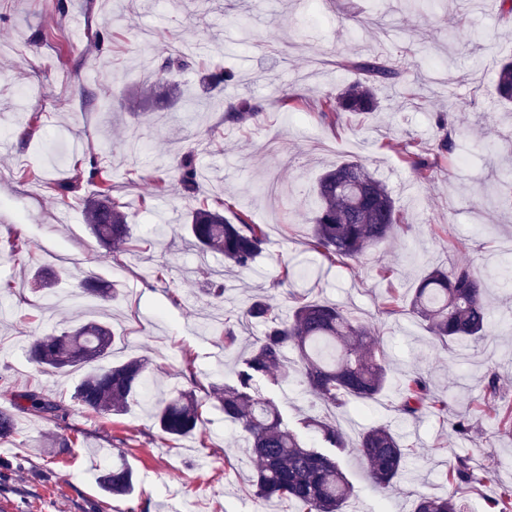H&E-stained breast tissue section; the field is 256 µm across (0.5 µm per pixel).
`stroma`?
<instances>
[{
	"mask_svg": "<svg viewBox=\"0 0 512 512\" xmlns=\"http://www.w3.org/2000/svg\"><path fill=\"white\" fill-rule=\"evenodd\" d=\"M0 0V235L18 232L31 247L0 262V373L17 391L37 390L67 405L56 421L20 417L15 435L0 442V504L9 512H292L280 503L260 506L247 478L256 467L240 429L217 402L206 407L201 432L167 438L139 401L125 414L103 417L73 405L84 376L78 368L57 374L28 358L34 337L68 327L73 319L109 322L116 334L113 360L147 359L158 390L187 388L191 378L231 383L236 355L208 328L237 313L243 291L270 287L284 263L303 262L312 279L273 289L346 306L375 330L391 363L392 381L424 375L448 401L447 416L432 413L401 422L394 395L350 403L337 417L349 433L387 424L413 446L405 475L392 487L375 486L355 454L342 463L355 487L347 512H412L419 493L447 492L443 475L466 456L481 475L464 491L466 512L512 490V433H504L485 378L496 373L500 404L512 406V113L494 90L495 62L512 57V23L483 0ZM249 21L248 28L233 17ZM109 22L110 44L92 34ZM53 32L52 40L39 33ZM195 49V64L175 74L182 99L166 106L167 87L153 73L173 49ZM392 56L412 61L407 81L430 84L425 98L407 101L401 89L378 90L380 112L337 127L322 124L315 102L351 80L346 61ZM229 66L239 80L209 81ZM299 93L308 104L285 114L283 96ZM269 100L262 120L243 127L224 121V107L241 97ZM39 128L25 135L30 113ZM456 119L454 154L438 160L431 176L416 179L403 161L409 143L431 141L439 113ZM222 132L209 141L206 132ZM100 151L126 202L141 252L108 250L90 234L77 198L45 194L18 182L23 167L44 178L70 177L76 163ZM193 152L200 193L223 203L225 217L248 212L266 225L268 242L254 271L241 274L224 301L205 291L199 265L224 267V257L197 251L175 236L188 208L181 187L156 192L153 178L175 158ZM357 160L389 188L406 227L393 242L360 261L332 263L309 252L313 186L326 166ZM451 262L479 269L491 288L493 333L483 342L448 349L407 315H389L387 296L406 295L431 266ZM43 269L66 301L54 307L32 292L28 272ZM94 276L114 286L103 298L82 293ZM469 418L468 435L447 419ZM120 449L138 485L125 498L101 491L94 468ZM208 455L212 467L189 468Z\"/></svg>",
	"mask_w": 512,
	"mask_h": 512,
	"instance_id": "stroma-1",
	"label": "stroma"
}]
</instances>
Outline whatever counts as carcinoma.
<instances>
[{
    "label": "carcinoma",
    "mask_w": 512,
    "mask_h": 512,
    "mask_svg": "<svg viewBox=\"0 0 512 512\" xmlns=\"http://www.w3.org/2000/svg\"><path fill=\"white\" fill-rule=\"evenodd\" d=\"M193 59L183 52L167 54L155 71L161 80L174 70L188 67ZM346 68L357 78L336 86L318 100L321 122L338 125L345 114L370 115L378 109L376 87L393 86L404 73L402 66L389 59L351 61ZM496 94L503 103H512V61L497 66ZM265 100L243 97L227 106V120L244 125L265 112ZM453 127L438 121L435 146L412 152L405 161L415 176L426 179L433 159L455 150ZM177 181L186 198L195 197L198 169L194 155L183 154L177 165ZM87 182L94 192L80 199L89 229L105 247L121 249L132 240V228L125 206L113 196L112 176L96 155L88 165L74 170L63 182L47 181L46 192L57 198L78 193ZM403 226V216L382 181L356 160H346L321 174L311 217V248L329 260L356 261L389 240ZM190 244L202 254L224 255L227 270L209 272L208 293L222 298L233 285L227 273L251 269L267 243L265 225L256 224L241 212L235 221L206 201L190 207L186 214ZM291 313L282 317L278 307L263 294H253L241 303L237 321L224 319V348L237 346V328L256 321L265 325L264 336L241 356L236 383L209 388L196 379L191 387L168 399L151 393L152 373L141 357L114 364V332L101 322H88L35 338L30 359L39 367L65 371L93 363L103 367L89 372L75 387L73 400L84 409L100 415H119L139 396L153 411L160 431L181 437L200 431L205 425L203 407L214 398L224 410V419L246 434L248 447L257 461L250 482L255 499L261 503L291 502L299 512H344L354 494V485L342 471L339 453L357 450L367 467L369 479L387 487L402 476L411 448L401 434L388 425L372 426L352 438L336 411L348 403L375 401L385 390L389 361L377 348L371 328L353 312L306 294L290 295ZM388 313H402L423 323L443 346H466L484 339L491 327L488 288L479 271L466 264L435 266L428 270L404 303L392 304ZM297 355L288 361V350ZM315 397L324 414L305 416L293 426L282 416L275 402L267 397L262 383L287 380ZM0 395L9 406L0 407V440L15 434L16 417L35 413L46 420L65 416L61 402L30 390L14 392L7 376L0 375ZM448 411V403L433 393L429 382L419 375L405 378L396 411L405 419H415L423 411ZM100 488L113 497H127L135 489V472L124 461L98 469ZM449 490L444 494L422 493L414 512H464L458 493L478 481L467 457H457L445 472ZM486 512H512V492L486 502Z\"/></svg>",
    "instance_id": "obj_1"
}]
</instances>
